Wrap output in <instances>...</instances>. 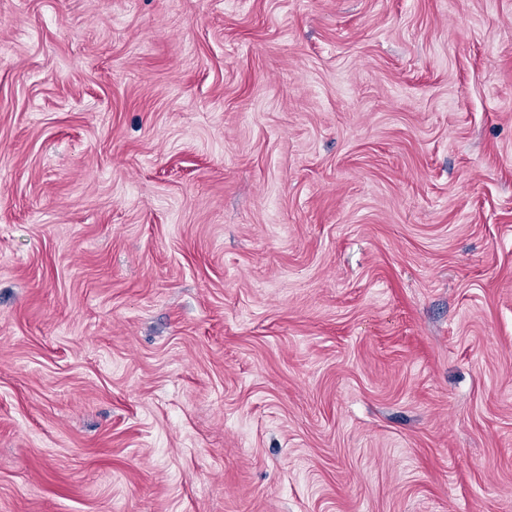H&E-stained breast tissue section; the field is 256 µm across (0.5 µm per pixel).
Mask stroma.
<instances>
[{"label": "stroma", "instance_id": "1", "mask_svg": "<svg viewBox=\"0 0 512 512\" xmlns=\"http://www.w3.org/2000/svg\"><path fill=\"white\" fill-rule=\"evenodd\" d=\"M0 512H512V0H0Z\"/></svg>", "mask_w": 512, "mask_h": 512}]
</instances>
